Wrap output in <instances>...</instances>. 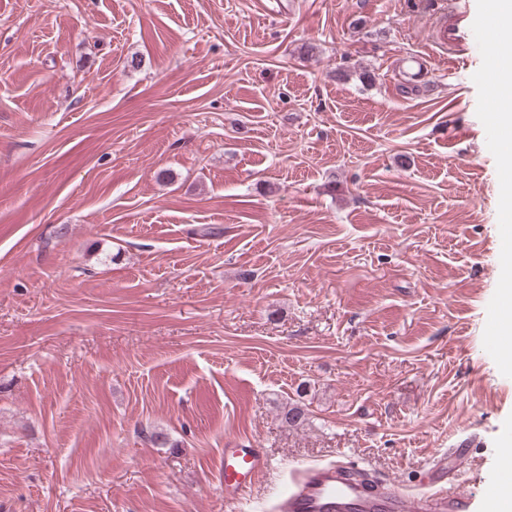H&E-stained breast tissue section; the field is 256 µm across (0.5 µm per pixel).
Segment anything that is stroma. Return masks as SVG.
I'll return each mask as SVG.
<instances>
[{
    "label": "stroma",
    "mask_w": 512,
    "mask_h": 512,
    "mask_svg": "<svg viewBox=\"0 0 512 512\" xmlns=\"http://www.w3.org/2000/svg\"><path fill=\"white\" fill-rule=\"evenodd\" d=\"M453 6L488 0H0V512H225L248 445L239 512L451 448L484 512L512 38L440 59ZM499 91L488 119L503 130L512 129V63L503 65L498 75ZM267 460L258 448H228L224 451V502L234 512L255 476L267 468Z\"/></svg>",
    "instance_id": "obj_1"
}]
</instances>
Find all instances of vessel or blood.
Segmentation results:
<instances>
[{"mask_svg": "<svg viewBox=\"0 0 512 512\" xmlns=\"http://www.w3.org/2000/svg\"><path fill=\"white\" fill-rule=\"evenodd\" d=\"M498 28L496 10H489L481 28H472L464 13H454L439 29L440 47L462 57L492 43ZM267 466L256 448L224 451V502L236 512L255 476ZM291 491L279 512H465L466 499L459 492V461L441 455L430 464L418 495H407L391 481L368 475L357 462L320 466L291 464L286 468Z\"/></svg>", "mask_w": 512, "mask_h": 512, "instance_id": "vessel-or-blood-1", "label": "vessel or blood"}]
</instances>
